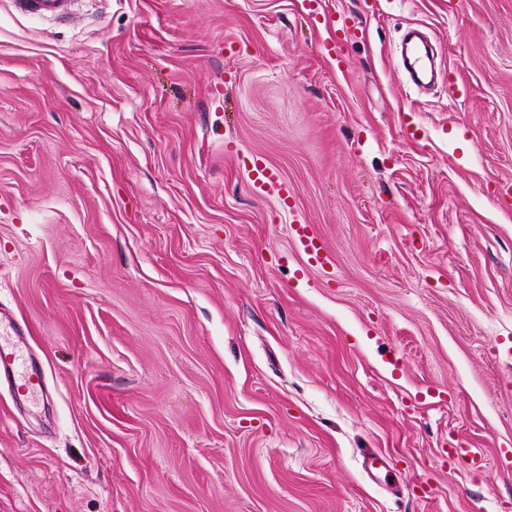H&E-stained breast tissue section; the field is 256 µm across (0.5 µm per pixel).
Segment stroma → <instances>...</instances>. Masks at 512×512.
I'll return each mask as SVG.
<instances>
[{
    "mask_svg": "<svg viewBox=\"0 0 512 512\" xmlns=\"http://www.w3.org/2000/svg\"><path fill=\"white\" fill-rule=\"evenodd\" d=\"M509 183L512 0H0V512H512ZM70 0H13L22 13L59 18L69 13ZM418 36L414 31H408L403 37V49L405 51V63L411 73L418 76L423 72L425 59L417 52V43L415 39ZM289 231L312 261L321 265L327 263L329 255L324 243L310 231L307 224H291ZM30 336L28 324L10 318L4 321L0 314V375L10 378L16 400L32 398L43 392L45 385L41 368L30 363L23 352Z\"/></svg>",
    "mask_w": 512,
    "mask_h": 512,
    "instance_id": "obj_1",
    "label": "stroma"
}]
</instances>
